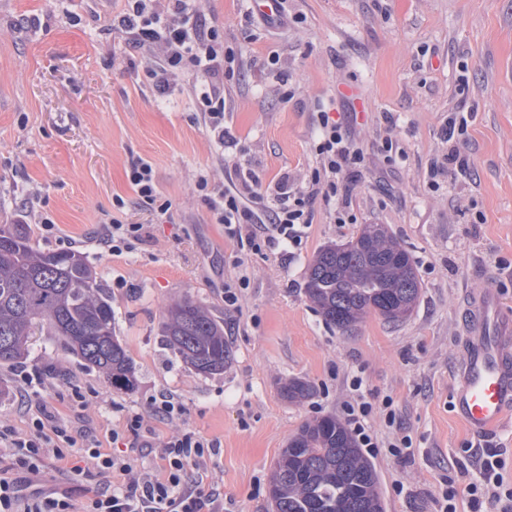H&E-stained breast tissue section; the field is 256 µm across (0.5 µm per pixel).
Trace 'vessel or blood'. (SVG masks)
Wrapping results in <instances>:
<instances>
[{
  "mask_svg": "<svg viewBox=\"0 0 512 512\" xmlns=\"http://www.w3.org/2000/svg\"><path fill=\"white\" fill-rule=\"evenodd\" d=\"M489 291L463 310L466 360L454 407L468 431L487 434L512 418V318Z\"/></svg>",
  "mask_w": 512,
  "mask_h": 512,
  "instance_id": "1",
  "label": "vessel or blood"
}]
</instances>
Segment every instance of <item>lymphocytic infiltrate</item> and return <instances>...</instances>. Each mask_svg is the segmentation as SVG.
<instances>
[{"label":"lymphocytic infiltrate","instance_id":"lymphocytic-infiltrate-1","mask_svg":"<svg viewBox=\"0 0 512 512\" xmlns=\"http://www.w3.org/2000/svg\"><path fill=\"white\" fill-rule=\"evenodd\" d=\"M116 30L121 37L149 55L146 73L160 94L178 86L185 74L191 86L198 119L216 148L233 143L224 125L228 110L224 76L238 64L237 54L224 46V27L201 15L196 0H128ZM317 165L303 183L281 175L275 185V203L267 205L261 181L254 171L237 168L224 189L212 187L208 176H199L195 187L204 197L217 223L240 254L278 246L299 248L302 228L311 223V205L322 200L340 224L352 223L348 213L349 185L365 161L362 148L328 112L318 111ZM84 449L103 474H117L121 483L98 489L89 512H223L219 492L203 491L201 477L218 444L195 432L173 437L158 449L156 464L135 465L130 459L96 448L85 434L72 431L57 418L52 407L39 404L29 434L0 429V451L12 460L13 476L0 475V512H75L67 494L31 488L30 477L39 475L43 457L66 458L72 449ZM483 481L469 488L471 512H480L484 501L512 512V487L499 472L497 453L483 450L478 460Z\"/></svg>","mask_w":512,"mask_h":512}]
</instances>
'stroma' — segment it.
Returning <instances> with one entry per match:
<instances>
[{"mask_svg":"<svg viewBox=\"0 0 512 512\" xmlns=\"http://www.w3.org/2000/svg\"><path fill=\"white\" fill-rule=\"evenodd\" d=\"M125 7L126 0H0V225L17 223L37 194L36 210L56 230L28 225L32 246L85 258L137 378L132 390L113 389L39 323L24 358L0 366V427L27 433L42 400L102 451L134 460L140 451L127 416L143 418L157 448L190 430L220 444L204 484L223 494L224 512H270L282 448L304 422L344 419L356 376L382 443L369 460L385 512H438L449 486L458 512H470L468 486L481 479L471 445L497 451L512 485V421L475 436L452 406L466 359V295L496 291L512 314V0H286L276 24L253 13L250 0H200L201 12L223 23L225 46L243 56L224 81L225 121L237 144L221 154L193 101L159 94L140 51L113 33ZM347 100L357 116L344 124L365 152L349 189L352 223H336L315 202L299 250L245 255L249 285L237 309H225L237 251L196 191L198 176L221 186L238 163L266 186L285 172L304 180L317 164L315 110ZM454 112L468 119L462 171L449 165L453 146L444 137ZM138 156L152 163L167 214L132 190L128 161ZM118 196L126 202L121 220L141 225L142 240L115 255L98 238ZM366 224L384 225L410 251L420 296L402 323L369 315L342 332L307 297L308 268L324 247L347 243ZM185 298L224 325L231 358L221 373L197 372L165 342L166 310ZM22 370L41 376L37 392L24 391ZM291 379L309 382L311 395L284 400L280 389ZM163 395L185 405L182 419L155 415L153 401ZM405 435L410 448L389 449ZM76 465L82 477H73ZM40 479L80 506L102 481L79 450L46 458Z\"/></svg>","mask_w":512,"mask_h":512,"instance_id":"stroma-1","label":"stroma"}]
</instances>
